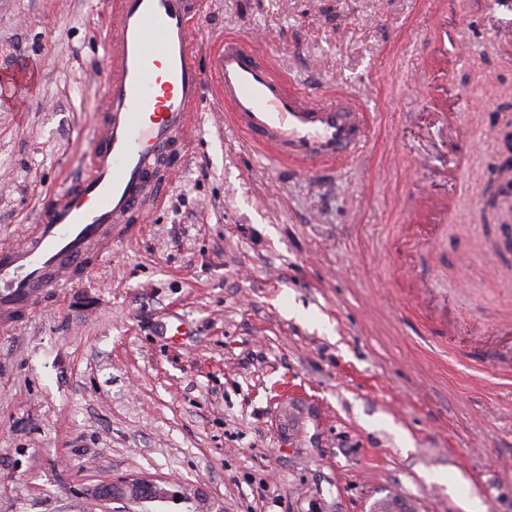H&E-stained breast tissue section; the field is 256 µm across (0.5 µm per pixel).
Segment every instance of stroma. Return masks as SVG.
<instances>
[{"instance_id": "35a3bbf8", "label": "stroma", "mask_w": 512, "mask_h": 512, "mask_svg": "<svg viewBox=\"0 0 512 512\" xmlns=\"http://www.w3.org/2000/svg\"><path fill=\"white\" fill-rule=\"evenodd\" d=\"M112 2L0 0V74L41 66L27 108L0 95V239L87 171ZM229 34L369 140L294 179L205 93L139 235L0 326V512H114L85 492L126 475L204 495L139 512H512V0H205L201 63Z\"/></svg>"}]
</instances>
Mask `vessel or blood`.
<instances>
[{
  "label": "vessel or blood",
  "mask_w": 512,
  "mask_h": 512,
  "mask_svg": "<svg viewBox=\"0 0 512 512\" xmlns=\"http://www.w3.org/2000/svg\"><path fill=\"white\" fill-rule=\"evenodd\" d=\"M200 17L201 0H119L105 29L88 173L46 194L22 241L0 242L1 325L32 316L138 233L186 155L207 79L220 90L216 124L232 125L299 177L315 178L364 146L366 112L348 97L322 102L275 78L247 39L225 38L202 69Z\"/></svg>",
  "instance_id": "b4317fda"
}]
</instances>
